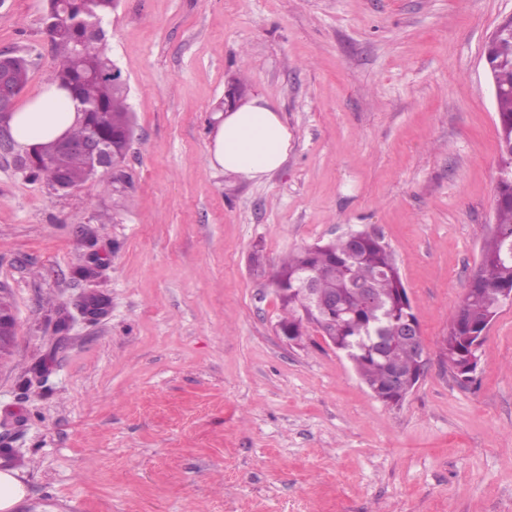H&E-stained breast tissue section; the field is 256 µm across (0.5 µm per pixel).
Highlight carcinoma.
<instances>
[{
	"instance_id": "1",
	"label": "carcinoma",
	"mask_w": 512,
	"mask_h": 512,
	"mask_svg": "<svg viewBox=\"0 0 512 512\" xmlns=\"http://www.w3.org/2000/svg\"><path fill=\"white\" fill-rule=\"evenodd\" d=\"M117 6V0H48L46 21L58 59L47 80L80 101L91 122L104 123L118 166L130 146L128 88L106 54L105 37L91 32ZM0 64L11 71L14 86L23 89L28 80L27 58L4 54ZM496 79L506 89L496 106L498 137L508 140L512 138V63L498 67ZM38 148L40 161L24 167L29 179L51 185L63 174L72 186L89 179V164L83 155L62 151L53 141ZM495 209L496 230L482 249L477 272L461 306L449 318L446 351L454 362L458 361L460 350L470 353L464 348L462 337L486 329L504 305L503 290H512V179L497 183ZM308 277L320 293L342 295L349 315L324 311L307 320L305 328L313 327L322 333L336 327L332 336L336 349L349 352L348 361L363 384L381 395L389 388L392 369L405 374L413 369L414 350L399 341L386 345V358L375 354L380 341L395 335L401 319L413 315L396 258L383 240L369 233L363 245L352 253L348 238L342 236L289 254L272 277L273 287L280 289V325L302 326L297 320L298 288ZM363 287L373 289L381 305H366Z\"/></svg>"
}]
</instances>
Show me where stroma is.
Masks as SVG:
<instances>
[{
	"label": "stroma",
	"instance_id": "35a3bbf8",
	"mask_svg": "<svg viewBox=\"0 0 512 512\" xmlns=\"http://www.w3.org/2000/svg\"><path fill=\"white\" fill-rule=\"evenodd\" d=\"M46 8L0 0V52L31 62L22 104L56 64ZM509 16L512 0H120L103 24L133 113L120 167L63 194L0 147L18 512H512V305L471 381L443 351L496 222L482 53ZM233 79L292 134L259 183L207 163ZM352 229L394 251L421 326L426 372L397 407L320 332L276 331L281 258Z\"/></svg>",
	"mask_w": 512,
	"mask_h": 512
}]
</instances>
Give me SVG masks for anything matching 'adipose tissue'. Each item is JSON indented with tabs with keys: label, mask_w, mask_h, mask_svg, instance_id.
<instances>
[{
	"label": "adipose tissue",
	"mask_w": 512,
	"mask_h": 512,
	"mask_svg": "<svg viewBox=\"0 0 512 512\" xmlns=\"http://www.w3.org/2000/svg\"><path fill=\"white\" fill-rule=\"evenodd\" d=\"M80 120L72 97L47 82L13 113L9 130L16 147L25 151L61 136ZM291 138L274 106L255 96L221 114L208 146V165L241 181L259 182L286 161Z\"/></svg>",
	"instance_id": "ef3b65f1"
}]
</instances>
